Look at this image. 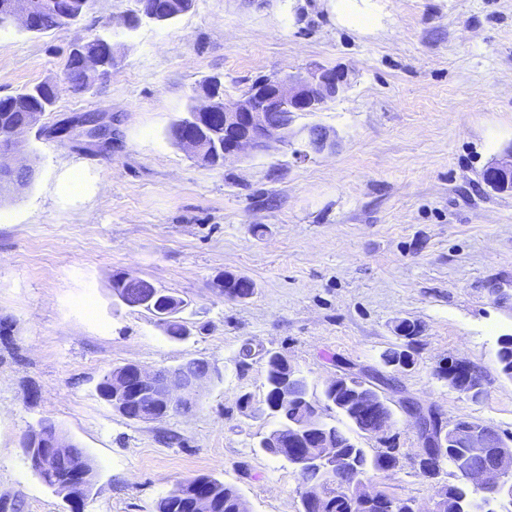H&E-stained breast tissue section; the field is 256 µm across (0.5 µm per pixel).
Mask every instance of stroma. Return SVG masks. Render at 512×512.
Here are the masks:
<instances>
[{"mask_svg": "<svg viewBox=\"0 0 512 512\" xmlns=\"http://www.w3.org/2000/svg\"><path fill=\"white\" fill-rule=\"evenodd\" d=\"M381 29L337 23L333 0H193L167 23L130 29L134 0H93L73 25L40 34L0 28V97L51 81V125L79 113L113 120L96 150L29 134L35 177L0 205V504L68 512L31 469L22 440L50 419L95 472L84 512H154L187 477L239 490L249 512H301L295 468L263 451L264 352L285 357L320 399L353 374L388 401L394 448L374 483L429 508L422 440L403 399L447 424L468 418L512 435V381L495 361L512 334V192L482 171L512 145V0H370ZM112 38L110 76L82 94L63 79L69 50ZM347 68L346 95L302 116L335 131V152L247 155L212 169L174 145L170 124L221 77L227 100L260 76ZM83 186L71 192L70 177ZM232 272L254 294L226 299ZM136 276L185 301L189 331L170 338L150 312L112 291ZM420 327L414 366L391 372L398 321ZM254 354L239 366V351ZM210 362L214 379L189 411L151 422L123 417L97 392L111 369ZM470 362L485 394L473 402L436 376ZM249 406H242V397Z\"/></svg>", "mask_w": 512, "mask_h": 512, "instance_id": "1", "label": "stroma"}]
</instances>
